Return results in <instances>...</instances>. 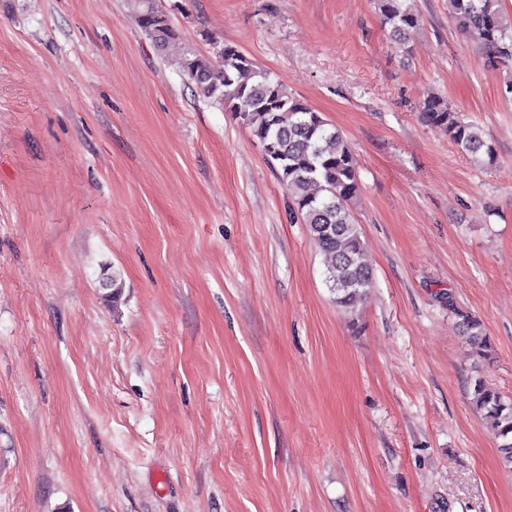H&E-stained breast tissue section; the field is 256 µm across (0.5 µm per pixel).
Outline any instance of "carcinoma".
<instances>
[{
    "label": "carcinoma",
    "instance_id": "cac0c4a2",
    "mask_svg": "<svg viewBox=\"0 0 512 512\" xmlns=\"http://www.w3.org/2000/svg\"><path fill=\"white\" fill-rule=\"evenodd\" d=\"M382 23L391 36L404 39L416 28L414 0H375ZM135 21L162 46L175 36L174 26L155 0H129ZM448 12L465 34L479 40L492 59L512 57V29L503 21L499 0H448ZM208 57L187 53L184 75L198 97L233 112L249 130L281 186L291 210L307 225L320 249L326 281L336 305L354 309L372 286V270L364 259L361 231L355 222L354 202L360 175L346 138L285 83L262 69L235 44ZM423 123L448 137L462 153L480 165L495 163L497 154L480 125L462 119L447 100L431 96L420 112ZM448 312L461 319L468 341L487 356L492 346L481 325L462 312L452 293L442 295ZM475 410L501 440L502 463L512 471V400L507 401L482 379L471 382Z\"/></svg>",
    "mask_w": 512,
    "mask_h": 512
}]
</instances>
